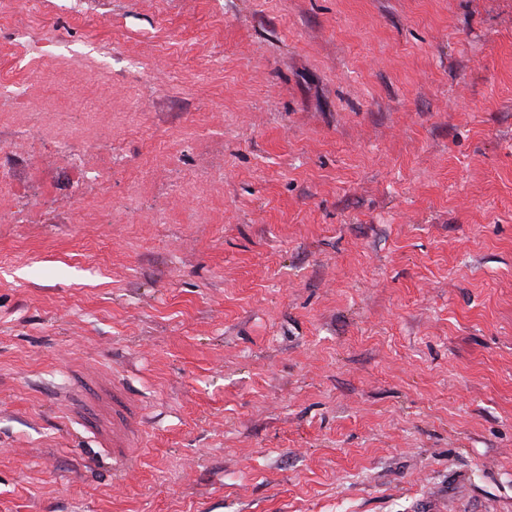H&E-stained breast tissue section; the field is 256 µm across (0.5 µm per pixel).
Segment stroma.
Segmentation results:
<instances>
[{
    "mask_svg": "<svg viewBox=\"0 0 512 512\" xmlns=\"http://www.w3.org/2000/svg\"><path fill=\"white\" fill-rule=\"evenodd\" d=\"M0 181V512H512V0H0Z\"/></svg>",
    "mask_w": 512,
    "mask_h": 512,
    "instance_id": "35a3bbf8",
    "label": "stroma"
}]
</instances>
